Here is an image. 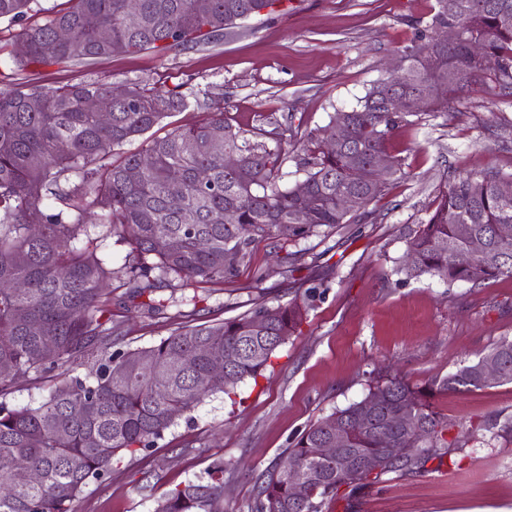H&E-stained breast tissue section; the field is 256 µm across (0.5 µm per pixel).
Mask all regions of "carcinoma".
Masks as SVG:
<instances>
[{
  "label": "carcinoma",
  "mask_w": 512,
  "mask_h": 512,
  "mask_svg": "<svg viewBox=\"0 0 512 512\" xmlns=\"http://www.w3.org/2000/svg\"><path fill=\"white\" fill-rule=\"evenodd\" d=\"M68 2L43 22L22 28L19 39L29 50L16 58L18 66L209 44L241 20L279 11L284 0H210L203 16L196 13V0H140L135 17L126 13L125 0ZM35 3L0 0V20L20 22ZM505 13L512 16V0H436L430 18L414 22L415 38L400 57L409 82L380 81L354 108L336 113L329 127L341 117L347 136L340 150H324L321 129L297 140L310 196L306 210L295 188L280 185L282 139L271 140L262 129L248 137L219 108L151 140L142 152L112 160L116 150L190 106L176 87L133 83L112 101L105 120L84 103L108 95V84L1 87L0 364L11 365L13 374L0 375V512H72L84 488L108 476L115 457L151 447L208 396L222 393L236 403L239 384L265 377L271 358L307 319L316 297L307 290L286 305L262 304L217 323L184 325L149 347L114 351V271L94 242L81 240L88 222L127 235L134 262L126 275L135 297L155 291L170 275L187 285L234 278L262 238L286 243L321 227L355 222L401 172L397 160L380 174L368 169L374 153L386 152L400 123L419 112H446L461 92L489 81L512 91V24L501 23ZM58 27L69 31L60 44ZM448 28L457 29L459 38L444 46L438 36ZM102 30L109 31L108 39L99 38ZM474 39L483 42L485 56L471 55ZM33 99L41 101L36 110ZM216 128L224 132L219 146L212 137ZM226 153L238 156V167H224ZM144 157L150 164L130 180L128 172ZM354 164L364 175L350 174ZM173 168L182 171L181 180L171 178ZM502 179L489 168L449 177L426 222L406 238L394 273L405 282L430 276L473 286L512 277V240L498 233L500 225H512V198L498 192ZM347 198L358 200V207L344 208ZM226 211L232 215L227 224ZM471 236L484 240L485 251L460 266L454 255ZM171 240L176 247L167 246ZM189 351L200 356L187 371L180 360ZM488 361L500 366L495 380L481 377ZM78 366L88 373L74 374ZM47 373L55 378L37 405L12 408L2 402L19 382ZM503 383H512L509 339L422 387L396 376L376 380L368 389L379 395L375 413L365 415L364 401H355L301 432L258 487L254 512H297L294 468L304 470L312 486L302 512H324L343 486L360 489L389 473L423 471L459 447V439L448 441L453 424L434 411L433 398ZM401 408L429 426L405 458L382 459L371 476L344 472L322 455L333 436L332 418L350 427L349 447L359 456L378 454L386 437L407 435L396 417ZM29 470L40 473V482L22 478ZM223 497L224 463L217 462L206 477L169 490L153 512H224Z\"/></svg>",
  "instance_id": "obj_1"
}]
</instances>
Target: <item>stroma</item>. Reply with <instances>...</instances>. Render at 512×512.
<instances>
[{"label": "stroma", "mask_w": 512, "mask_h": 512, "mask_svg": "<svg viewBox=\"0 0 512 512\" xmlns=\"http://www.w3.org/2000/svg\"><path fill=\"white\" fill-rule=\"evenodd\" d=\"M433 6L285 0L282 11L252 17L214 44L26 70L13 61L21 24L4 19L0 80L46 87L138 82L176 86L189 96L187 110L125 145L128 153L216 108L248 134L322 128L390 76L414 37L413 21ZM387 153L399 159L401 173L367 217L298 241L300 259L290 270L276 261L280 241L265 238L233 279L190 286L163 279L153 298L166 311L155 317L128 299V244L88 225L114 272L112 321L121 327L115 345L123 350L156 344L184 321L212 324L260 304L288 303L302 285L319 287L321 295L265 378L239 386L240 404L220 394L206 399L153 447L114 461L107 479L90 483L73 502V512H152L162 494L219 460L226 512H250L257 484L299 432L362 399L371 381L396 375L422 386L512 339V278L448 285L430 276L403 282L394 272L408 234L435 208L449 175L484 167L512 174V97L486 86L464 92L450 111L421 112L399 124ZM433 405L469 436L453 453L456 466L434 460L425 472L391 473L355 495L341 489L329 512H512V439L472 437L484 422L512 414V384L441 394Z\"/></svg>", "instance_id": "1"}]
</instances>
